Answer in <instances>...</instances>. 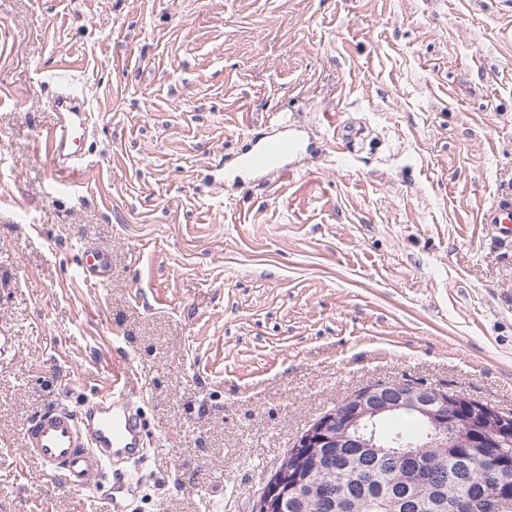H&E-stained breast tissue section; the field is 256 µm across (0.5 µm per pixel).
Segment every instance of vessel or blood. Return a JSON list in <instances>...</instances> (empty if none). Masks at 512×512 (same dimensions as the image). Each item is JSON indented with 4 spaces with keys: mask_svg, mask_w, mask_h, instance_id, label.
I'll list each match as a JSON object with an SVG mask.
<instances>
[{
    "mask_svg": "<svg viewBox=\"0 0 512 512\" xmlns=\"http://www.w3.org/2000/svg\"><path fill=\"white\" fill-rule=\"evenodd\" d=\"M58 79L62 88L54 101L56 121L44 135V149L56 178L74 187L81 183L86 170L83 143L91 115L70 69H61ZM302 149L300 139L285 134L243 153L239 163L245 167L261 165L286 177L291 173L288 158ZM483 221L512 224V196L494 201L484 210ZM80 267L84 276L96 283L110 279L109 258L99 250L85 249ZM21 439L44 475L67 489L95 492L117 461L142 456L143 422L127 381L116 378L110 389L96 393L81 410L59 404L43 408L27 423Z\"/></svg>",
    "mask_w": 512,
    "mask_h": 512,
    "instance_id": "1",
    "label": "vessel or blood"
}]
</instances>
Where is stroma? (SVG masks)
I'll return each instance as SVG.
<instances>
[{
	"instance_id": "35a3bbf8",
	"label": "stroma",
	"mask_w": 512,
	"mask_h": 512,
	"mask_svg": "<svg viewBox=\"0 0 512 512\" xmlns=\"http://www.w3.org/2000/svg\"><path fill=\"white\" fill-rule=\"evenodd\" d=\"M64 66L95 119L73 196L40 144ZM281 113L291 175L238 168ZM502 193L512 0H0V512H103L21 431L116 370L147 437L114 512H254L378 383L512 413V244L480 222ZM80 267L86 278H93L95 283L103 284L110 279V261L108 256L96 249H85L80 258Z\"/></svg>"
}]
</instances>
